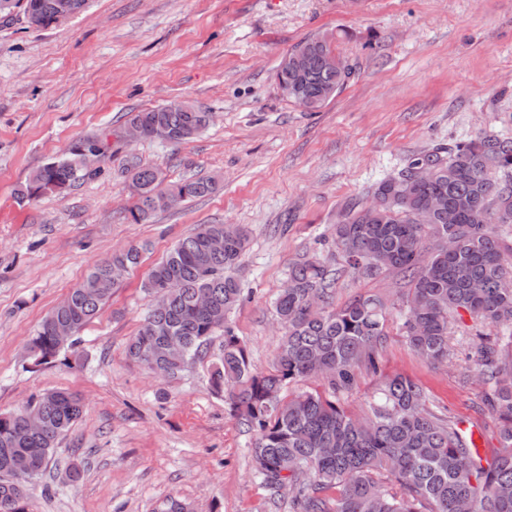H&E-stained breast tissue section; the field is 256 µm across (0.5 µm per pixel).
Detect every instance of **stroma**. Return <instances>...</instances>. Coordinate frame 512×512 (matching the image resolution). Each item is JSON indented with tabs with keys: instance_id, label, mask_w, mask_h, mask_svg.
<instances>
[{
	"instance_id": "obj_1",
	"label": "stroma",
	"mask_w": 512,
	"mask_h": 512,
	"mask_svg": "<svg viewBox=\"0 0 512 512\" xmlns=\"http://www.w3.org/2000/svg\"><path fill=\"white\" fill-rule=\"evenodd\" d=\"M343 29L339 50L358 76L307 112L282 98L274 74L305 37ZM181 97L213 114L196 139L113 144L102 174L65 197L19 201L16 188L71 142L123 125L127 112ZM512 138V0H89L44 30L0 19V413L54 390L79 393L82 418L59 442L33 512H158L174 496L194 512H289L255 478L253 433L208 382L210 359L178 378L149 373L126 346L153 304L150 269L201 224H242L236 270L245 299L232 321L253 367L268 370L279 334L272 302L292 262L330 238L341 208L432 144L479 134ZM168 180L216 175L217 192L134 224L126 155ZM145 245L141 262L79 333L77 367L34 365L27 344L47 312L112 252ZM394 274L349 271L332 305L388 300L378 372L358 371L341 404L364 416L381 376L427 389L430 409L499 446L500 424L466 376L477 327L453 322L446 364L407 345ZM81 476L70 480L67 468Z\"/></svg>"
}]
</instances>
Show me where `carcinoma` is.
Instances as JSON below:
<instances>
[{
  "label": "carcinoma",
  "mask_w": 512,
  "mask_h": 512,
  "mask_svg": "<svg viewBox=\"0 0 512 512\" xmlns=\"http://www.w3.org/2000/svg\"><path fill=\"white\" fill-rule=\"evenodd\" d=\"M56 0H16L34 29L60 20ZM339 34L317 32L280 59L275 82L283 98L318 112L358 75L356 62L338 50ZM305 52L311 66L295 71L287 61ZM212 114L173 99L132 112L143 140L187 142L209 126ZM107 138L73 143L34 171L17 190L19 200L63 196L98 173L96 157L108 158ZM136 196L128 219L147 224L160 212L214 193L219 178L168 182L163 172L131 158ZM420 164L423 180L407 178ZM512 140L478 135L439 143L406 160L381 180L368 203L351 201L333 228L334 253L303 255L273 301L282 330L268 372L253 369L231 314L242 297L234 275L249 242L239 224H203L180 239L155 264L142 288L164 299L154 303L127 353L146 369L154 364L178 377L206 356L216 336L221 353L209 383L224 395L242 425L254 432L253 470L274 496H288L291 512H512ZM131 245L98 263L39 323L29 341L37 364L73 347L80 329L105 305L112 290L140 263ZM349 268L364 279L390 271L407 280L402 330L410 348L432 365L448 361L450 321L467 313L496 329L474 346L469 369L486 386L483 404L501 423L500 448L488 466L458 423L430 411L416 380L384 379L369 416H352L336 394L353 385L362 368L378 369L387 333L386 302L360 295L331 307L339 273ZM205 295L209 307L199 305ZM319 379L316 389L288 394V387ZM43 421L24 428V414ZM83 415L82 398L68 391L43 393L0 414V512H30V491L43 475L59 441ZM386 471L388 486L377 478ZM336 491V497L328 495Z\"/></svg>",
  "instance_id": "cac0c4a2"
}]
</instances>
